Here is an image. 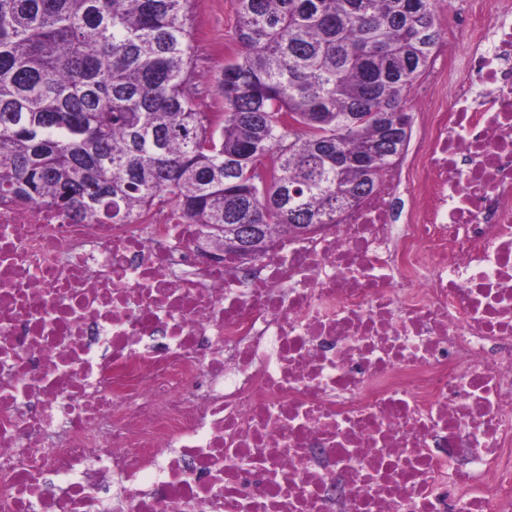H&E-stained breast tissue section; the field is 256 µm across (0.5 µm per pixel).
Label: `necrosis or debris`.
<instances>
[{
    "label": "necrosis or debris",
    "instance_id": "4bbe7bcc",
    "mask_svg": "<svg viewBox=\"0 0 512 512\" xmlns=\"http://www.w3.org/2000/svg\"><path fill=\"white\" fill-rule=\"evenodd\" d=\"M499 10L443 35L381 185L265 255L0 199V512H512ZM456 1L453 12L448 14L447 26L457 27V39L455 45L451 48V51L459 58H464L470 48L468 36L466 35L464 28L461 26L460 18L461 13L464 11L466 6L465 2H471L472 0H451Z\"/></svg>",
    "mask_w": 512,
    "mask_h": 512
}]
</instances>
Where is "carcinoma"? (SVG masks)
I'll return each mask as SVG.
<instances>
[{
  "label": "carcinoma",
  "instance_id": "1",
  "mask_svg": "<svg viewBox=\"0 0 512 512\" xmlns=\"http://www.w3.org/2000/svg\"><path fill=\"white\" fill-rule=\"evenodd\" d=\"M236 2L212 115L191 0H0V197L102 224L160 202L219 252L261 224L256 256L274 229L335 223L406 150L446 0Z\"/></svg>",
  "mask_w": 512,
  "mask_h": 512
}]
</instances>
